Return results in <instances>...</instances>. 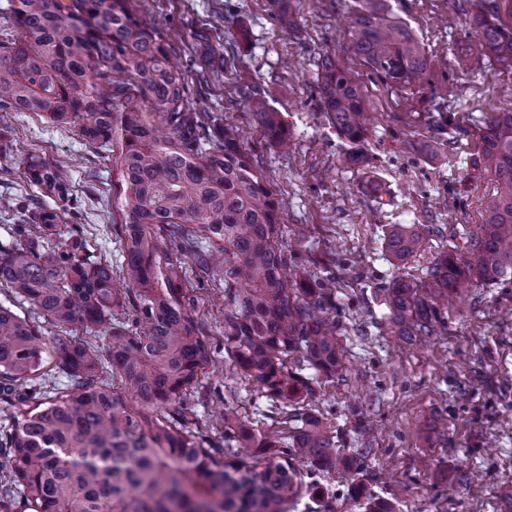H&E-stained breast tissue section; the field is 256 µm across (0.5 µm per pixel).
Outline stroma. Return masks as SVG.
Segmentation results:
<instances>
[{
    "label": "stroma",
    "instance_id": "35a3bbf8",
    "mask_svg": "<svg viewBox=\"0 0 512 512\" xmlns=\"http://www.w3.org/2000/svg\"><path fill=\"white\" fill-rule=\"evenodd\" d=\"M473 0H391L422 42L430 64L412 88L387 86L349 49V0H290L285 29L270 0H140L157 27L181 31L180 52L200 51L210 37L212 64L194 72L214 111L236 125L258 159L288 227L289 275L336 279L333 302L343 325L342 376L323 386L317 409L357 469L333 473L331 490L303 497L297 512H363L347 489L360 483L396 498L403 512H512L498 498L512 481V282L472 284L442 309L443 336L407 348L388 328L389 310L375 295L401 277L419 279L439 255L466 259L495 185L470 168L475 126L512 109V70L467 56L476 39ZM235 43L233 63L224 47ZM329 53L360 84L372 125L360 165L346 164L343 143L318 110L317 58ZM262 93L292 143L280 153L247 107ZM32 152L71 171L70 210L95 255L120 262L112 227L121 221V175L85 148L75 129L30 112H0V197L40 198L20 164ZM380 180L382 198L365 186ZM387 224H427L419 251L391 263L381 235ZM195 316L216 346L218 394L199 406L207 417L220 400L251 420L268 403L233 375L224 357V301L192 283ZM446 424L444 437L431 429Z\"/></svg>",
    "mask_w": 512,
    "mask_h": 512
}]
</instances>
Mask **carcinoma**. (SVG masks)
<instances>
[{
	"label": "carcinoma",
	"instance_id": "1",
	"mask_svg": "<svg viewBox=\"0 0 512 512\" xmlns=\"http://www.w3.org/2000/svg\"><path fill=\"white\" fill-rule=\"evenodd\" d=\"M139 0H7L0 9V110L70 125L98 152L120 144L123 261L95 257L83 234L43 202L0 246V287L30 304L0 303V512H290L297 498L353 463L314 408L318 376L342 371V327L327 313L336 280L288 277L280 208L239 129L200 110L176 32L142 18ZM352 53L405 90L429 60L390 0H355ZM471 54L512 69V27L497 0H474ZM319 110L360 163L369 115L351 74L318 58ZM250 107L276 145L288 137L268 101ZM475 167L497 183L471 259L438 257L421 281L385 289L390 330L408 342L437 334L438 301L466 278L512 280V110L477 126ZM28 182L69 200L70 173L27 153ZM429 225L390 224L385 249L406 263ZM188 258L224 293V353L270 404L259 426L218 412L216 441L192 398L203 396L213 346L185 302ZM78 325L84 336H45ZM50 369H45V364ZM315 375L303 374V367ZM255 461L239 465L240 457ZM305 463L314 472H298ZM365 512H397L366 493Z\"/></svg>",
	"mask_w": 512,
	"mask_h": 512
}]
</instances>
